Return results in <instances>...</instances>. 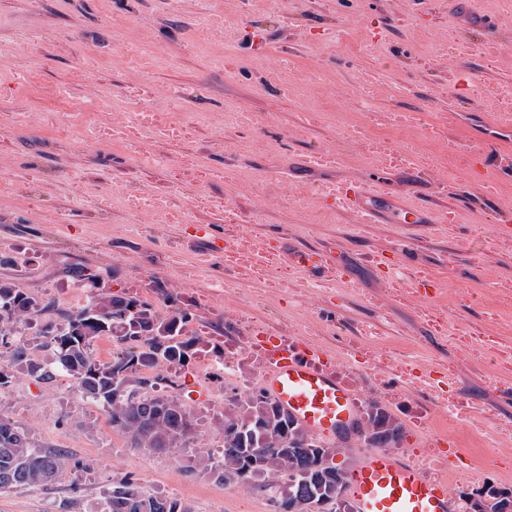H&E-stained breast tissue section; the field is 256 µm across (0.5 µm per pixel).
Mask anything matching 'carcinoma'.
I'll list each match as a JSON object with an SVG mask.
<instances>
[{"instance_id":"obj_1","label":"carcinoma","mask_w":512,"mask_h":512,"mask_svg":"<svg viewBox=\"0 0 512 512\" xmlns=\"http://www.w3.org/2000/svg\"><path fill=\"white\" fill-rule=\"evenodd\" d=\"M89 289L86 303L62 314V321L39 320L54 308L7 280H0V359L18 362L26 375L49 384L59 376L73 378L82 398L100 405L112 428L129 437L131 447L170 453L193 442L196 419L186 405L165 394L171 377L155 373L158 366L183 368L196 353L197 338L188 335L193 314L160 310L136 295H107L100 274L72 269ZM110 336L121 349L110 360L93 354V342ZM34 342L48 357L35 361L25 355V342ZM290 433L288 447L280 445ZM402 437L396 419L372 400L366 409L365 442L372 448H393ZM336 449L313 439L266 393L260 390L239 404V413L224 418L218 449L183 457L190 474L216 473L215 480L250 482L263 477L275 488L273 512H310L308 500L321 503L319 512H351L346 496L347 472L332 459ZM260 466L245 470L246 459ZM70 462L59 449L38 448L15 422L0 419V489L50 484ZM99 512H199L192 503L152 493L131 476L112 483V492Z\"/></svg>"}]
</instances>
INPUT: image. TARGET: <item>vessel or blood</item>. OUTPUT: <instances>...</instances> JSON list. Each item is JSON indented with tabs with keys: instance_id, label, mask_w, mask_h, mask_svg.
I'll return each instance as SVG.
<instances>
[{
	"instance_id": "1",
	"label": "vessel or blood",
	"mask_w": 512,
	"mask_h": 512,
	"mask_svg": "<svg viewBox=\"0 0 512 512\" xmlns=\"http://www.w3.org/2000/svg\"><path fill=\"white\" fill-rule=\"evenodd\" d=\"M384 197L379 185L361 188L354 196L353 214L374 224L387 223L397 207H381ZM281 254L316 279L329 263L320 254L287 247ZM259 343L269 357L266 391L302 428L326 439L353 431L361 420L360 404L324 350L277 336L261 337ZM347 482L354 512H458L447 478L428 476L413 461L387 451H369Z\"/></svg>"
}]
</instances>
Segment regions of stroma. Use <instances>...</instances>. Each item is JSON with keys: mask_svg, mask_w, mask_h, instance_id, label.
<instances>
[{"mask_svg": "<svg viewBox=\"0 0 512 512\" xmlns=\"http://www.w3.org/2000/svg\"><path fill=\"white\" fill-rule=\"evenodd\" d=\"M489 18L496 33L480 26ZM457 38L476 46L461 62L440 52ZM29 72L39 82L14 93ZM508 83L512 0H0V174L11 182L0 252L20 259L0 280L66 312L85 302L73 266L110 271L112 294L158 306L169 296L191 311L201 356L245 336L320 346L359 401L401 422L397 455L447 459L459 498L512 489V228L496 226L512 203V182L498 178L512 133L490 109ZM144 108L192 129L176 146L145 143L168 162L145 166L93 139L96 125ZM240 112L251 126H237ZM399 113L414 114L411 130L391 127ZM372 137L419 156L384 173L389 199L449 208V223L359 224L323 196L325 183L356 190L379 170ZM315 150L334 163L310 168ZM488 178L497 194L483 191ZM139 191L168 196L188 224L146 215L132 229L123 196ZM198 224L325 254L323 285L302 291L304 275L283 260L280 288L207 260ZM404 243L412 255L389 276ZM424 277L439 287L429 305L414 292ZM0 369L15 375L0 417L80 463L47 486L0 490V512H94L125 475L200 512H271L260 482L219 484L187 475L178 455L130 447L72 378ZM176 381L196 446L218 444L242 392L199 379L193 363Z\"/></svg>", "mask_w": 512, "mask_h": 512, "instance_id": "stroma-1", "label": "stroma"}]
</instances>
